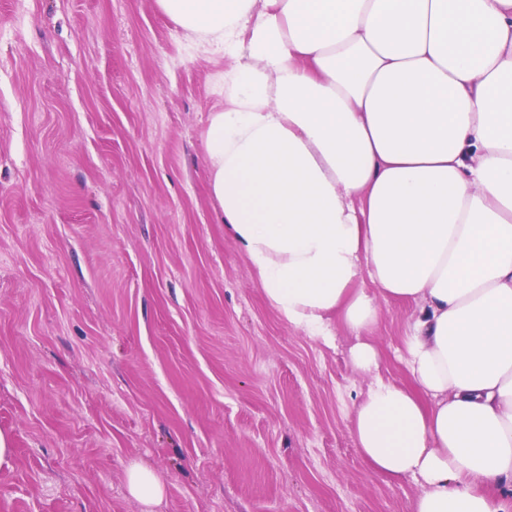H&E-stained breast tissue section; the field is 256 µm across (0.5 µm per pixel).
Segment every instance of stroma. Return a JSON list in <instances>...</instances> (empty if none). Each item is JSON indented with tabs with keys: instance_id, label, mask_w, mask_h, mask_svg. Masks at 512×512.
Segmentation results:
<instances>
[{
	"instance_id": "1",
	"label": "stroma",
	"mask_w": 512,
	"mask_h": 512,
	"mask_svg": "<svg viewBox=\"0 0 512 512\" xmlns=\"http://www.w3.org/2000/svg\"><path fill=\"white\" fill-rule=\"evenodd\" d=\"M232 64L157 0H0V512H408L352 437L370 378L280 319L207 187ZM411 315L381 303L383 378ZM126 490L145 509L142 512H154L166 495V485L155 469L137 461L127 469Z\"/></svg>"
}]
</instances>
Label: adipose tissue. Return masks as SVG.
<instances>
[{
  "label": "adipose tissue",
  "instance_id": "adipose-tissue-1",
  "mask_svg": "<svg viewBox=\"0 0 512 512\" xmlns=\"http://www.w3.org/2000/svg\"><path fill=\"white\" fill-rule=\"evenodd\" d=\"M158 3L234 59L209 192L281 319L349 337L371 471L416 482L410 512H512V0ZM389 300L400 385L370 338ZM126 490L166 495L137 461ZM411 314L412 310L403 303L381 302L378 324L370 333L382 354L380 375L396 383L408 381L406 368L397 356L403 351V337Z\"/></svg>",
  "mask_w": 512,
  "mask_h": 512
}]
</instances>
